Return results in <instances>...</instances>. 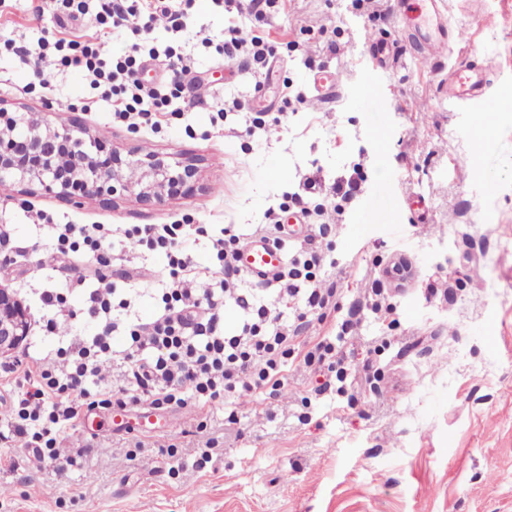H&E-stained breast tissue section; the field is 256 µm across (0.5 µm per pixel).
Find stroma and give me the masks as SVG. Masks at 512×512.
Instances as JSON below:
<instances>
[{
	"label": "stroma",
	"instance_id": "35a3bbf8",
	"mask_svg": "<svg viewBox=\"0 0 512 512\" xmlns=\"http://www.w3.org/2000/svg\"><path fill=\"white\" fill-rule=\"evenodd\" d=\"M40 3L5 0L0 42L33 45L48 29L85 40L100 30L91 13L62 25L52 8L36 16ZM444 16L448 57L434 63L407 40L391 0L361 10L351 0H285L259 29L276 57L257 75L245 63L225 64L215 50L246 19L194 0L188 31L155 23L158 45L191 60L183 98L155 129L114 126L111 102L92 95L81 70L0 55V103L9 110L47 112L59 124L78 118L106 150L189 157L198 167L192 196L162 202L129 193L30 195L0 184V226L26 249L0 282L28 308L33 357L58 346L39 318L38 297L59 276L46 262L52 238L36 213L118 227L110 247L128 261L109 279L125 288L128 274L144 273L148 288L130 314L149 321L157 312L154 275L166 258L136 251L123 228L187 216L214 232L229 225L249 234L310 181L323 214L280 212V219H299L312 232L331 225L320 276L336 283L337 295L299 340L351 320L344 365L355 379L376 374L351 407L335 393L316 394V377L300 369L290 370L278 398L242 396L236 423L214 414L210 432L224 455L201 471L193 461L202 438L188 406L162 412L163 435L133 461L132 434L108 421L83 459L61 472L12 448L17 468L0 472V512H512V0H444ZM199 30L211 46L196 38ZM377 40L389 48L384 69L368 64ZM457 65L486 68L487 98L498 105L493 127L443 96V79ZM318 73L336 75L338 84L322 105L312 100ZM371 81L385 111L360 102ZM190 96L196 106L187 105ZM353 175L361 191L336 214L333 187ZM399 256L412 276L393 294L391 311L373 314L365 279ZM173 442L175 474L159 451Z\"/></svg>",
	"mask_w": 512,
	"mask_h": 512
}]
</instances>
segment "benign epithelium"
<instances>
[{"instance_id": "1", "label": "benign epithelium", "mask_w": 512, "mask_h": 512, "mask_svg": "<svg viewBox=\"0 0 512 512\" xmlns=\"http://www.w3.org/2000/svg\"><path fill=\"white\" fill-rule=\"evenodd\" d=\"M96 139L84 127L54 125L41 112H10L0 107V183L13 181L22 189L54 191L60 196L79 186L91 194L119 190L137 192L142 199L161 201L195 190L196 163H171L147 152L130 161L114 151L106 162L94 158ZM139 170L132 181L126 172ZM32 330L27 307L13 290L0 285V357L13 354Z\"/></svg>"}]
</instances>
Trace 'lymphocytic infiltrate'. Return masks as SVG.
<instances>
[{
	"label": "lymphocytic infiltrate",
	"mask_w": 512,
	"mask_h": 512,
	"mask_svg": "<svg viewBox=\"0 0 512 512\" xmlns=\"http://www.w3.org/2000/svg\"><path fill=\"white\" fill-rule=\"evenodd\" d=\"M192 0H54L56 11L86 14L95 11L110 32H129L126 55H108L101 37L66 40L47 34L36 45L10 41L1 45L23 63L36 67L47 54L59 65L85 72L89 86L100 98L112 100L116 126L157 127V116L171 99L180 98L188 60L173 47L158 48L150 39L153 23L165 18L168 29L182 32ZM137 26H129V19ZM228 62L247 60L255 73H263L274 55L273 46L259 35L243 36L240 27L229 28L218 47ZM166 58L172 77L162 86L143 82L139 71L145 60ZM50 259L65 269L79 254L97 269V286L88 294V314L96 321L93 336L72 337L58 347L48 362L24 356L0 365V404L9 413L0 423V446L22 442L40 464L64 470L76 465V455L60 456L62 442L77 431L92 410L127 412L194 405L199 410L197 432L205 434L212 410L235 412L238 397L260 399L278 396L288 384V366L299 358L306 368L325 380L342 379L336 356L341 336H322L297 351L300 326L284 313H274L259 298H246L239 284L245 276L238 262L241 240L237 235L211 242L212 267L199 269L183 240L203 234L200 224H145L125 230L126 239L141 250L164 253L168 288L161 296L163 311L156 319L117 322L113 314L131 308L135 293L115 288L101 270L119 265L106 240L112 229L103 224H56ZM302 265L276 274L277 304L304 299L312 309H324L336 296L335 286H323L315 269L321 262L317 236L300 243ZM210 287H200V280ZM86 274H67L63 289L42 293L45 328L54 332L59 320L70 318L67 293L83 289ZM241 310L242 327L229 335L221 330L226 300ZM111 362L112 375L104 377L101 365Z\"/></svg>",
	"instance_id": "1"
}]
</instances>
